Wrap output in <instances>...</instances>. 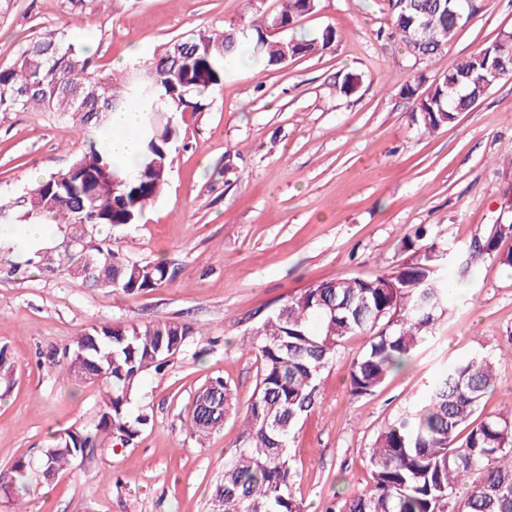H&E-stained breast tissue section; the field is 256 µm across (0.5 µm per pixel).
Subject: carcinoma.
Masks as SVG:
<instances>
[{
  "label": "carcinoma",
  "instance_id": "1",
  "mask_svg": "<svg viewBox=\"0 0 512 512\" xmlns=\"http://www.w3.org/2000/svg\"><path fill=\"white\" fill-rule=\"evenodd\" d=\"M318 0H282L281 22L316 11ZM391 37L412 55H438L456 32L481 12V0H389ZM267 24L203 31L170 41L146 66L119 75L102 69L94 55L69 32L56 31L34 39L9 68L0 69V112H26L38 107L72 118L79 128L96 130L84 136L73 163L64 171L37 181L18 197L0 202V224L14 237L3 249L21 248L24 226L51 217L59 233L87 224L95 231L122 229L139 223L146 207L167 184L169 157L179 130L161 117L167 112H196L201 97L222 85L242 45L252 47V66L266 70L289 59L328 50L336 30L327 27L314 37L281 39L264 36ZM502 69L512 75V34L463 57L416 104L415 121L429 133L455 122L475 104L472 95L494 81L492 62L501 44ZM143 103L134 136L141 151L133 162L112 152V113L128 100ZM119 178L96 190L104 174ZM512 238V224L491 225L474 238L471 258H489L512 269V249L500 244ZM100 259L112 264V283L98 289L106 295L152 290L173 277L163 262L130 261L111 245V237H95ZM456 255L433 243L420 245L410 262L374 277L338 276L322 281L288 300L250 328L249 344L261 361L257 393L246 413L252 446L240 448L224 464V478L213 499L220 512H305L295 490L288 443L297 424L315 405L321 371L351 336L367 338L353 357L348 391L358 399L373 395L388 375L404 367L417 347L450 315V297L458 283L441 277L437 268L455 263ZM35 266L86 279L85 259L78 246L41 247L25 251L14 270ZM196 328L183 320L144 323L115 321L93 326L78 338L73 352L58 361L63 379L96 385L103 392L99 418L91 430L66 433L40 450L41 460L60 472L72 460L96 448L129 445L144 414L131 423L127 406L142 378L169 366L186 348ZM87 351L98 364L95 376L77 372L75 354ZM498 374L490 357L476 354L451 363L428 387L421 404L401 414L382 430L368 449L373 486L359 496L331 501L324 512H512V412L486 414L483 399L494 392ZM232 390L217 378L192 401L190 426L198 436L222 427L234 406ZM4 486L6 498L22 499L38 485L30 460L19 457ZM466 488L457 499L460 488Z\"/></svg>",
  "mask_w": 512,
  "mask_h": 512
}]
</instances>
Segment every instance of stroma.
<instances>
[{
    "instance_id": "1",
    "label": "stroma",
    "mask_w": 512,
    "mask_h": 512,
    "mask_svg": "<svg viewBox=\"0 0 512 512\" xmlns=\"http://www.w3.org/2000/svg\"><path fill=\"white\" fill-rule=\"evenodd\" d=\"M281 0H11L0 19V67L27 43L68 30L105 68L149 62L163 44L208 29L251 25ZM334 27L335 45L267 70L226 75L197 112L175 114L168 182L138 224L122 229L123 253L166 261L160 288L104 297L80 279L32 268L5 272L0 256V476L38 455L68 429L93 428L97 386L63 381L53 362L92 324L157 318L194 324L196 334L163 373L147 374L132 411L150 423L124 448L75 459L23 501L25 512H218L213 494L224 463L246 447L243 417L257 392L260 361L247 331L289 297L340 275L370 277L413 256L419 227L429 241L466 256L490 224L512 222V77L496 81L470 111L433 133L413 121L416 95L463 56L512 32V0H489L440 55L419 59L391 38L386 0H319L293 35ZM359 74L343 96L336 81ZM79 134L54 112H0V200L67 168ZM453 314L371 396L346 388L353 336L322 371L319 398L292 434L296 494L306 512L372 484L367 451L413 409L448 364L475 353L496 363L485 412L512 410V270L487 259L469 266L451 298ZM234 409L205 438L188 424L196 393L214 378Z\"/></svg>"
}]
</instances>
